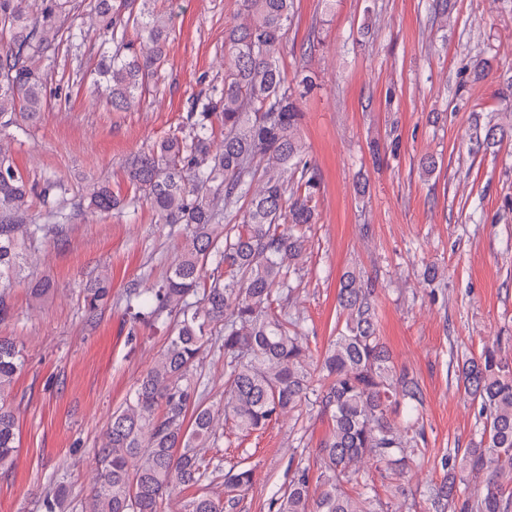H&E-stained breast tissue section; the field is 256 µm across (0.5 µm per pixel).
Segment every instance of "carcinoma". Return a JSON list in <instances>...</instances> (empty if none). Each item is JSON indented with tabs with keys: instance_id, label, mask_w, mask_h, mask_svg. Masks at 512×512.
Here are the masks:
<instances>
[{
	"instance_id": "cac0c4a2",
	"label": "carcinoma",
	"mask_w": 512,
	"mask_h": 512,
	"mask_svg": "<svg viewBox=\"0 0 512 512\" xmlns=\"http://www.w3.org/2000/svg\"><path fill=\"white\" fill-rule=\"evenodd\" d=\"M251 21L230 30L224 57V85L194 104L192 136H169L139 153L128 179L163 224H181V259L155 288L126 292L132 319L172 320L157 362L138 380L125 406L112 413L95 451L97 470L91 512H160L177 487L198 494L185 512H232L252 486V469L224 475L227 497L211 491L201 450L217 444L218 410L205 403L198 364L208 347L224 352V419L243 434L265 429L304 407L330 416L331 431L315 457L320 491L311 494V467L300 465L288 487L273 499L275 512H383V503L365 479L374 469L388 481L391 498L410 512L413 503L401 483L420 461L425 441L420 424L425 398L418 380L397 369L379 336L375 282L347 271L337 294L343 328L316 368L301 336V318L283 301L301 279L305 232L313 223L317 173L305 159L295 131L299 98L314 85L304 75L288 85L277 65L284 51L294 0H242ZM73 0H43L40 14L28 0H0V131L35 123L45 111L44 81L38 63L55 56L61 16ZM91 14L115 49L98 65V93L114 112L140 104L166 59L169 19L156 0H92ZM141 42L125 41L128 25ZM224 125V140L212 149V118ZM31 187L0 151V277L19 268L21 215ZM87 207L109 213L122 206L109 186L86 187ZM213 267L207 287L203 271ZM100 277L84 289L93 317L108 295ZM19 346L0 337V470L11 467L16 418L7 405L11 385L23 369ZM464 391L480 401L478 445L462 459H441L448 474L428 489L436 512H512V491L502 482L512 472V363L499 343L458 367ZM406 409L404 422L395 420ZM485 475L481 490L466 493L456 470ZM69 490L49 488L44 512H66Z\"/></svg>"
}]
</instances>
